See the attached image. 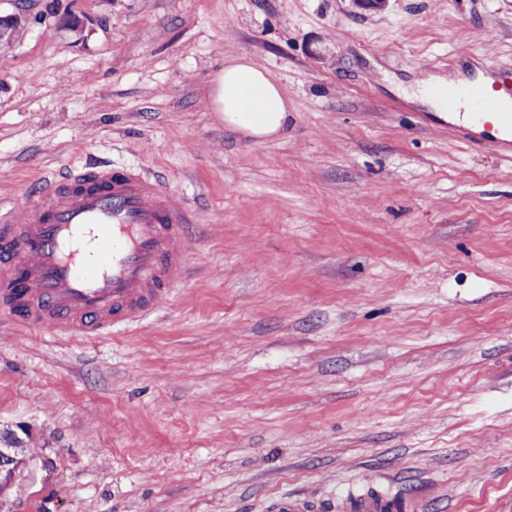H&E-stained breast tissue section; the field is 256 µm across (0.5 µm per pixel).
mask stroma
<instances>
[{
	"mask_svg": "<svg viewBox=\"0 0 512 512\" xmlns=\"http://www.w3.org/2000/svg\"><path fill=\"white\" fill-rule=\"evenodd\" d=\"M0 48V198L87 161L155 173L205 230L103 339L0 319V512H512V159L398 86L512 65V0H24ZM87 20L86 40L63 26ZM244 56L288 95L256 143L211 109ZM17 450L18 448L0 445V490L4 480L12 483L26 477L23 470L20 471L16 465ZM338 505L341 512H418L407 496L391 489L343 494Z\"/></svg>",
	"mask_w": 512,
	"mask_h": 512,
	"instance_id": "obj_1",
	"label": "stroma"
}]
</instances>
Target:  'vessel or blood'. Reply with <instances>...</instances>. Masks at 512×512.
<instances>
[{
  "mask_svg": "<svg viewBox=\"0 0 512 512\" xmlns=\"http://www.w3.org/2000/svg\"><path fill=\"white\" fill-rule=\"evenodd\" d=\"M494 90L449 77L448 115L464 140L512 157V72ZM195 216L158 177L91 163L44 175L28 201L0 198V317L52 335L100 338L153 315L183 282ZM341 512H416L386 489L340 495Z\"/></svg>",
  "mask_w": 512,
  "mask_h": 512,
  "instance_id": "1",
  "label": "vessel or blood"
}]
</instances>
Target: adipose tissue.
<instances>
[{
  "mask_svg": "<svg viewBox=\"0 0 512 512\" xmlns=\"http://www.w3.org/2000/svg\"><path fill=\"white\" fill-rule=\"evenodd\" d=\"M212 109L225 126L256 142L288 129V98L270 74L244 57L227 61L212 80Z\"/></svg>",
  "mask_w": 512,
  "mask_h": 512,
  "instance_id": "obj_1",
  "label": "adipose tissue"
}]
</instances>
